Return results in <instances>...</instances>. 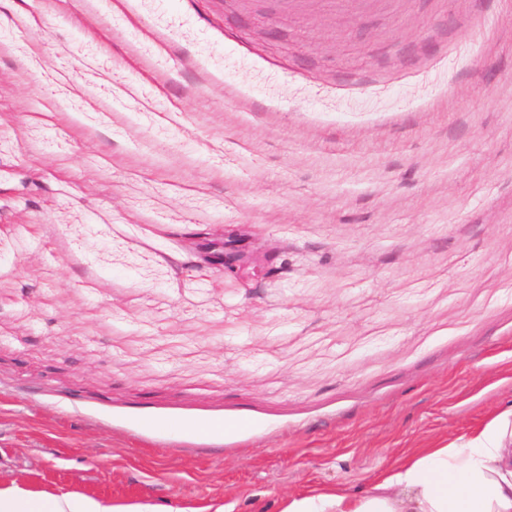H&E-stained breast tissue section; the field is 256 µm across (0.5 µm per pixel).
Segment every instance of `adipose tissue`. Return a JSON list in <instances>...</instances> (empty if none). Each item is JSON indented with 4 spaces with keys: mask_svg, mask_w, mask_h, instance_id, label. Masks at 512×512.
<instances>
[{
    "mask_svg": "<svg viewBox=\"0 0 512 512\" xmlns=\"http://www.w3.org/2000/svg\"><path fill=\"white\" fill-rule=\"evenodd\" d=\"M0 512H121L82 494L0 488ZM284 512H512V411L460 445L420 448L363 494L290 499Z\"/></svg>",
    "mask_w": 512,
    "mask_h": 512,
    "instance_id": "1",
    "label": "adipose tissue"
}]
</instances>
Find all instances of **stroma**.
Here are the masks:
<instances>
[{
	"label": "stroma",
	"mask_w": 512,
	"mask_h": 512,
	"mask_svg": "<svg viewBox=\"0 0 512 512\" xmlns=\"http://www.w3.org/2000/svg\"><path fill=\"white\" fill-rule=\"evenodd\" d=\"M114 2L0 0V486L282 512L512 410V0ZM204 262L209 266L230 272H237L248 263L247 253L239 249L232 240H225L223 246H214Z\"/></svg>",
	"instance_id": "35a3bbf8"
}]
</instances>
